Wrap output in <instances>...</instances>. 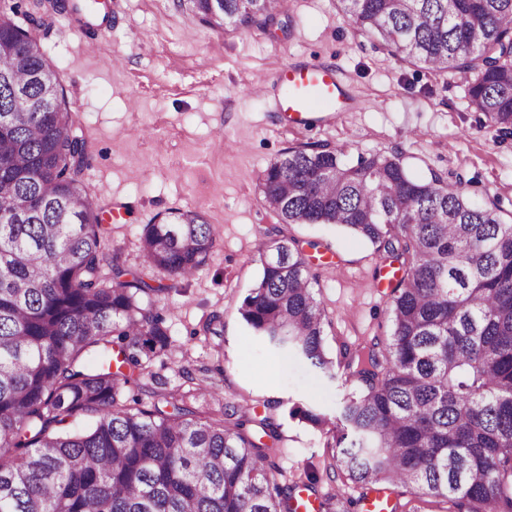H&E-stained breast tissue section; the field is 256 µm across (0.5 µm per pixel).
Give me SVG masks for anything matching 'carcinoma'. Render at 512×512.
<instances>
[{"label":"carcinoma","mask_w":512,"mask_h":512,"mask_svg":"<svg viewBox=\"0 0 512 512\" xmlns=\"http://www.w3.org/2000/svg\"><path fill=\"white\" fill-rule=\"evenodd\" d=\"M280 24L272 0H176L209 27ZM355 32L429 73H472L467 108L512 137V0H338ZM87 0H32L24 29L0 7V512H299V485L271 461L273 417L226 402L201 420L172 394L139 385L171 344L158 302L217 245L196 210L146 224L139 248L149 272L107 264L102 209L83 189L86 140L39 29L69 14L91 26ZM264 205L278 217L258 250L261 275L240 306L253 335L358 384L334 427L337 468L361 489L327 494L321 512H350L373 491L403 488L455 512H512V224L497 199L476 203L431 172L413 178L380 152L349 159L345 145L289 149L270 163ZM288 224H334L369 242L393 266L389 331L327 356L329 324L306 257ZM110 269H105V266ZM95 352L97 364L84 363ZM96 414L68 431L70 418ZM291 415L323 427L326 414Z\"/></svg>","instance_id":"obj_1"}]
</instances>
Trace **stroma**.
<instances>
[{
	"label": "stroma",
	"mask_w": 512,
	"mask_h": 512,
	"mask_svg": "<svg viewBox=\"0 0 512 512\" xmlns=\"http://www.w3.org/2000/svg\"><path fill=\"white\" fill-rule=\"evenodd\" d=\"M286 26L267 33L216 31L196 23L174 0H112V22L90 55L65 16L44 40L73 118L87 141L83 184L108 215L107 254L132 272L146 271L138 247L144 225L175 210H199L219 231L205 264L159 302L171 334L141 379L151 391L174 392L202 419L224 402L271 410L283 440L273 462L286 477L310 476L311 497L359 491L331 465L323 434L292 409L335 416L351 384L319 379L303 363L283 362L243 321L239 307L261 273L256 247L276 222L263 203L266 167L305 143L350 144L394 153L416 179L438 172L476 200L497 195L512 222V140L481 126L468 111L470 75L435 77L358 36L337 0H284ZM329 62L358 97L356 111L299 130L275 112V81L285 64ZM268 84L264 97L249 90ZM331 324L325 348L383 335L386 288L371 244L324 224H291ZM221 315L223 336L208 333Z\"/></svg>",
	"instance_id": "stroma-1"
}]
</instances>
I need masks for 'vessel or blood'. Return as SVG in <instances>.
Segmentation results:
<instances>
[{
    "label": "vessel or blood",
    "instance_id": "b4317fda",
    "mask_svg": "<svg viewBox=\"0 0 512 512\" xmlns=\"http://www.w3.org/2000/svg\"><path fill=\"white\" fill-rule=\"evenodd\" d=\"M284 90L276 106L293 127L319 123L322 114L348 111L351 101L335 67L310 63L285 65L277 73Z\"/></svg>",
    "mask_w": 512,
    "mask_h": 512
}]
</instances>
